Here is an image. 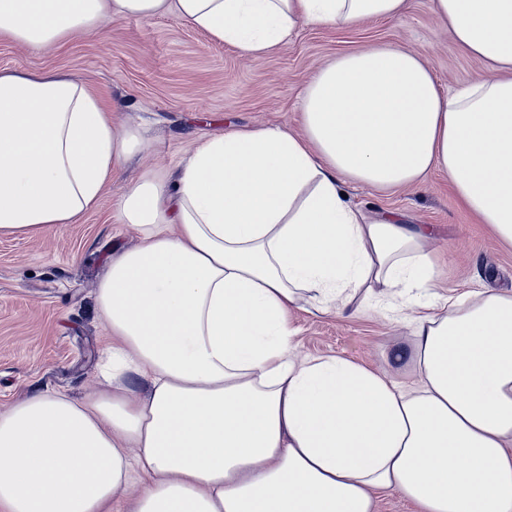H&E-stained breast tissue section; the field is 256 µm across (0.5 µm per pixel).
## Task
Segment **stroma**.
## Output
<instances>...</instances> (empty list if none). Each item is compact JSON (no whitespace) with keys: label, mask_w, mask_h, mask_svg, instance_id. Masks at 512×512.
<instances>
[{"label":"stroma","mask_w":512,"mask_h":512,"mask_svg":"<svg viewBox=\"0 0 512 512\" xmlns=\"http://www.w3.org/2000/svg\"><path fill=\"white\" fill-rule=\"evenodd\" d=\"M393 43L424 54L441 90L477 80L483 63L459 51L429 0H407L402 20L353 28L304 25L276 53L241 56L175 15L113 19L59 48L34 50L0 39V70L62 73L126 112L144 147L108 188L100 207L42 236L0 237V411L41 391L74 398L104 388L97 372L106 330L95 289L112 251L137 244L140 232L118 223L113 204L144 173H176L198 145L233 130L299 125L300 95L316 69L346 52ZM366 214L403 212L432 229L438 277L448 293L486 286L512 291V249L475 223L440 174L420 188L383 193L347 186ZM304 355L345 357L371 368L403 330L394 308L369 301L350 318L305 305L294 315Z\"/></svg>","instance_id":"1"}]
</instances>
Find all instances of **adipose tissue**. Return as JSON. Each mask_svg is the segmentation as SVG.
I'll list each match as a JSON object with an SVG mask.
<instances>
[{"mask_svg": "<svg viewBox=\"0 0 512 512\" xmlns=\"http://www.w3.org/2000/svg\"><path fill=\"white\" fill-rule=\"evenodd\" d=\"M483 75L441 92L390 43L341 54L300 99L302 133L234 130L174 179L128 186L96 292L106 389L45 391L0 412V512H512V292L436 293L426 229L343 190L447 175L512 248V0H430ZM405 0H0V35L48 49L105 18L173 13L261 58L302 24L397 20ZM142 146L84 84L0 72V235L76 223ZM397 294L407 339L376 370L299 356L291 316ZM413 368L419 381L394 380ZM143 393H136L134 383ZM140 490L124 495L131 477Z\"/></svg>", "mask_w": 512, "mask_h": 512, "instance_id": "adipose-tissue-1", "label": "adipose tissue"}]
</instances>
